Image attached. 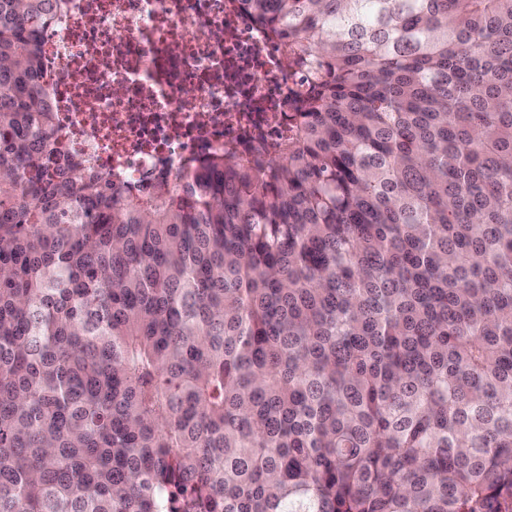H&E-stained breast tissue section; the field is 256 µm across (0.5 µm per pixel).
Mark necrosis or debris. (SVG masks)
Masks as SVG:
<instances>
[{"label": "necrosis or debris", "instance_id": "1", "mask_svg": "<svg viewBox=\"0 0 512 512\" xmlns=\"http://www.w3.org/2000/svg\"><path fill=\"white\" fill-rule=\"evenodd\" d=\"M40 49L63 154L106 172L183 173L250 124L280 137L281 48L224 0H67Z\"/></svg>", "mask_w": 512, "mask_h": 512}]
</instances>
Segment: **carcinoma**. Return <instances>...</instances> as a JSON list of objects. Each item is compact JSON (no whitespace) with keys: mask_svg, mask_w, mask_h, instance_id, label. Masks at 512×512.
<instances>
[{"mask_svg":"<svg viewBox=\"0 0 512 512\" xmlns=\"http://www.w3.org/2000/svg\"><path fill=\"white\" fill-rule=\"evenodd\" d=\"M0 0V512H512V0H226L298 78L148 185L61 156Z\"/></svg>","mask_w":512,"mask_h":512,"instance_id":"carcinoma-1","label":"carcinoma"}]
</instances>
